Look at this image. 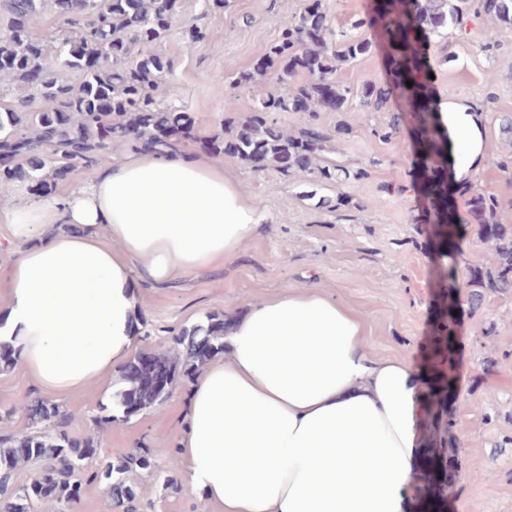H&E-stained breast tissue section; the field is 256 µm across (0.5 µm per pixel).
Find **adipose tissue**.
Wrapping results in <instances>:
<instances>
[{"label":"adipose tissue","mask_w":512,"mask_h":512,"mask_svg":"<svg viewBox=\"0 0 512 512\" xmlns=\"http://www.w3.org/2000/svg\"><path fill=\"white\" fill-rule=\"evenodd\" d=\"M467 184L480 117L438 109ZM267 219L205 160L152 151L106 161L62 196L0 209L13 259L0 343L43 389L106 384L134 354L140 283L164 287L236 257ZM222 358L191 385L185 482L215 512H413L428 440L427 370L379 358L365 322L316 286L224 309Z\"/></svg>","instance_id":"obj_1"}]
</instances>
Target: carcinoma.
I'll return each mask as SVG.
<instances>
[{"instance_id":"carcinoma-1","label":"carcinoma","mask_w":512,"mask_h":512,"mask_svg":"<svg viewBox=\"0 0 512 512\" xmlns=\"http://www.w3.org/2000/svg\"><path fill=\"white\" fill-rule=\"evenodd\" d=\"M47 7L57 14L60 33L39 39L32 29ZM180 8L181 0H4L0 84H15L28 94L0 105V182L26 178L40 190L48 180L75 169L90 176L114 142L149 146L161 154L177 151L181 137L191 133L194 118L164 105L160 84L170 60L139 48L162 41ZM472 12L512 25V0H374L371 12L355 23V28L367 27L377 35L372 41L329 29L323 0H305L262 61L239 74L236 83L249 85L270 70L284 79L302 69L309 80L267 94L245 121L210 140V152L257 169L274 167L287 177L350 188L368 173L322 162L328 136L318 125V113L386 112V125H365L363 131L386 140L401 127L413 126L419 193L428 202L429 223L442 239V254L450 256L456 226V189L448 185L452 144L432 122L435 98L427 35L462 25ZM381 45L387 55L382 83L353 90L336 80L342 64ZM66 72L75 74L76 81L65 78ZM277 112H297L302 124L287 133L272 118ZM502 134L505 144L498 166L511 172L512 119H504ZM467 207L477 236L492 246L493 262L468 269L464 282L449 288L453 298L465 292L474 310L484 292L512 291V224L500 222L504 203L495 194H474ZM223 350L224 319L212 316L205 325L181 329L170 351L139 354L126 365L122 386L113 396L121 414L104 415L96 424L123 422L156 405L178 376L191 377ZM155 367L166 373L160 385L152 381ZM23 412L33 423L53 424L55 433L0 435V512H34L45 499L64 510L80 499L84 483L94 481L105 485L119 512H138L139 494L128 474L151 468L164 449L145 448L104 460L86 477L83 461L96 454L94 437L71 436V415L48 400L36 399ZM31 460L44 462L41 472L30 483L16 484L17 468Z\"/></svg>"}]
</instances>
